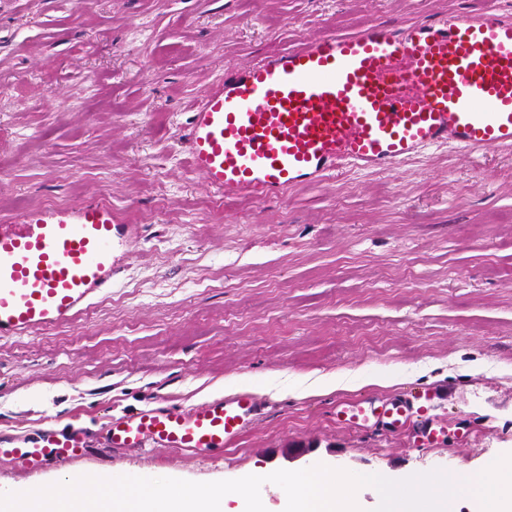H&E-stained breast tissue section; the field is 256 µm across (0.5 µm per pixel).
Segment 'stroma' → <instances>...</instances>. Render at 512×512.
<instances>
[{"instance_id": "35a3bbf8", "label": "stroma", "mask_w": 512, "mask_h": 512, "mask_svg": "<svg viewBox=\"0 0 512 512\" xmlns=\"http://www.w3.org/2000/svg\"><path fill=\"white\" fill-rule=\"evenodd\" d=\"M487 0H0V216L98 196L141 233L74 320L0 340V433L74 425L81 475L238 479L321 463L393 480L512 454V146L433 147L280 199L214 193L182 134L225 70L326 33ZM336 378L342 388L312 392ZM365 379V386L345 383ZM240 392L260 414L224 453L115 451L111 419ZM406 397L427 442L337 407Z\"/></svg>"}]
</instances>
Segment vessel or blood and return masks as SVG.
Returning a JSON list of instances; mask_svg holds the SVG:
<instances>
[{
	"label": "vessel or blood",
	"mask_w": 512,
	"mask_h": 512,
	"mask_svg": "<svg viewBox=\"0 0 512 512\" xmlns=\"http://www.w3.org/2000/svg\"><path fill=\"white\" fill-rule=\"evenodd\" d=\"M188 157L218 194L278 198L345 166L384 172L431 147L512 145V12L489 6L395 28L373 23L225 71L195 106ZM137 225L95 198L0 218V338L71 321L122 266ZM258 407L239 393L187 413L150 409L113 423L114 448L144 442L206 460L245 431ZM413 405L358 402L339 423L396 432ZM87 448L76 427H48L33 446L0 435V459L24 471Z\"/></svg>",
	"instance_id": "obj_1"
}]
</instances>
